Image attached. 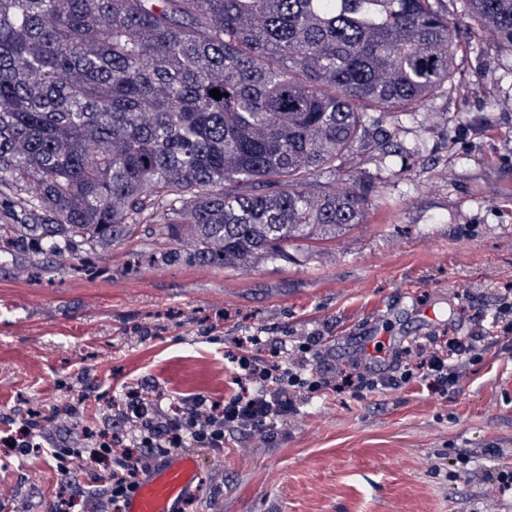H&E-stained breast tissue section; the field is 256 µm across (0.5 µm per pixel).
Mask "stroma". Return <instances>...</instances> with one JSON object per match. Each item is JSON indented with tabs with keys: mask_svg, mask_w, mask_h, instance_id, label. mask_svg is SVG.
<instances>
[{
	"mask_svg": "<svg viewBox=\"0 0 512 512\" xmlns=\"http://www.w3.org/2000/svg\"><path fill=\"white\" fill-rule=\"evenodd\" d=\"M458 69L412 113L372 112L335 181L368 194L363 223L290 245V261L203 265L191 237L139 230L101 250L0 241V418L79 405L69 427L111 430L123 387L163 403L235 389L238 336L287 348L316 337L340 377L391 372L408 353L485 333L512 295V53L455 17ZM390 137L397 156L375 142ZM389 337L380 356L367 337ZM186 512H512V353L488 343L442 394L412 379L361 398L324 390L270 442L227 439L197 456ZM59 478L44 455L0 447V512H50Z\"/></svg>",
	"mask_w": 512,
	"mask_h": 512,
	"instance_id": "obj_1",
	"label": "stroma"
}]
</instances>
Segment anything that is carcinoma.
Listing matches in <instances>:
<instances>
[{
	"label": "carcinoma",
	"instance_id": "obj_1",
	"mask_svg": "<svg viewBox=\"0 0 512 512\" xmlns=\"http://www.w3.org/2000/svg\"><path fill=\"white\" fill-rule=\"evenodd\" d=\"M449 2L512 52V0ZM457 58L432 0H0V217L28 216L0 237L161 224L202 264L286 260L362 223L354 179L312 182Z\"/></svg>",
	"mask_w": 512,
	"mask_h": 512
}]
</instances>
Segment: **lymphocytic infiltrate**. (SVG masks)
Wrapping results in <instances>:
<instances>
[{"label":"lymphocytic infiltrate","mask_w":512,"mask_h":512,"mask_svg":"<svg viewBox=\"0 0 512 512\" xmlns=\"http://www.w3.org/2000/svg\"><path fill=\"white\" fill-rule=\"evenodd\" d=\"M317 345V339H310L277 365L240 353L234 359L237 388L221 400L199 395L166 409L153 388L144 385L125 391L123 399L114 403L121 420L119 431L88 428L81 435L61 441L45 434L44 417L31 411L21 419H7L8 440L19 455L53 457L62 477H89L95 489L93 497H86L82 489H73L69 496L58 497L53 512H74L77 502L85 499L92 512H121L144 475L164 458L191 449L223 453L224 439L229 435L269 440L279 423L297 414L309 393L328 388L356 394L372 392L394 386L400 378L419 379L441 392L456 388L462 368L481 358L485 339L450 337L444 345L426 351L397 379L379 376L369 368L356 379L345 376L331 380L313 363L319 355Z\"/></svg>","instance_id":"lymphocytic-infiltrate-1"}]
</instances>
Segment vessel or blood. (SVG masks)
I'll use <instances>...</instances> for the list:
<instances>
[{
    "mask_svg": "<svg viewBox=\"0 0 512 512\" xmlns=\"http://www.w3.org/2000/svg\"><path fill=\"white\" fill-rule=\"evenodd\" d=\"M200 471L192 452L171 455L160 469L145 478L131 494L125 512H184L198 493Z\"/></svg>",
    "mask_w": 512,
    "mask_h": 512,
    "instance_id": "1",
    "label": "vessel or blood"
}]
</instances>
